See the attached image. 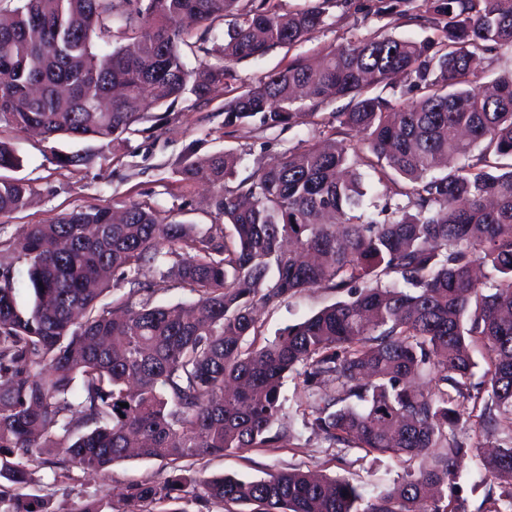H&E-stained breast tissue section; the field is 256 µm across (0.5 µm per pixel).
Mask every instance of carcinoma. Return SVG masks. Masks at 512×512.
<instances>
[{
    "mask_svg": "<svg viewBox=\"0 0 512 512\" xmlns=\"http://www.w3.org/2000/svg\"><path fill=\"white\" fill-rule=\"evenodd\" d=\"M269 2L0 0L11 15L0 26V127L120 145L147 97L205 98L236 63L311 39L333 0L288 13ZM415 2L373 0L371 10L437 37L376 31L329 48L315 69L296 57L224 103L226 127L257 115L275 127L303 122L302 95L314 107L346 98L337 128L360 136L358 147L290 149L247 187L218 192L231 235L166 222L134 201L119 224L107 208L79 207L27 226L17 256L26 279L0 264V512H50L47 499L19 492L40 468L104 471L133 454L173 472L135 487L119 509L92 499L81 512H186L178 503L196 486L250 512H467L456 475L468 454L483 474L481 512H512V72L473 85L512 48V0ZM227 17L212 63L211 24ZM190 23L204 26L194 41ZM393 75L406 80L400 95L371 92ZM51 156L61 168L85 160L78 150ZM238 162L219 152L180 174L222 185ZM19 166L0 142V169ZM363 166L380 183L409 182L381 220L361 214ZM32 193L24 179L0 177V216L25 209ZM150 267L159 278L146 281ZM171 279L192 299L134 301ZM359 283L273 340L246 342L258 336L254 301ZM121 285L126 294L98 306ZM468 340L486 350V399L469 389ZM292 372L324 439L394 459L402 473L392 484L366 499L346 478L300 469L201 477L207 456L291 436L281 387ZM462 421L473 435L448 437ZM495 435L497 452L480 455Z\"/></svg>",
    "mask_w": 512,
    "mask_h": 512,
    "instance_id": "1",
    "label": "carcinoma"
}]
</instances>
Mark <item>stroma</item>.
<instances>
[{
    "label": "stroma",
    "instance_id": "stroma-1",
    "mask_svg": "<svg viewBox=\"0 0 512 512\" xmlns=\"http://www.w3.org/2000/svg\"><path fill=\"white\" fill-rule=\"evenodd\" d=\"M371 0H335L328 9L325 26L295 51L277 47L257 60L236 64L235 79L217 85L204 99L192 94L172 107L162 105L147 110L137 132L128 142L105 150L95 141L83 144L89 161L78 167L61 168L51 161L49 145L24 131L0 128V141L14 146L21 160L14 175L26 179L34 189L31 203L20 212L5 217L0 228V263H12L17 278L26 269L12 259L27 225L48 224L60 214L78 206L121 208L135 201L160 210L163 218L208 228L217 223L213 207L216 187L183 181L180 167L217 152L240 156L234 179L223 188L237 190L241 180L260 167L277 160L303 141L320 142L333 138L334 114L345 100L319 106L306 122L288 126H264L254 117L234 127L224 125V103L242 87L258 83L266 75L287 67L293 55L319 58L324 49L382 29L398 37L417 41L431 37V30L406 19L370 14ZM348 293L333 288H315L296 294L276 305H256L255 317L263 337L271 339L287 326L303 321L324 307L347 299ZM285 407L295 418L290 439L278 444L252 448L203 461L205 475H232L243 479L262 478L293 469L312 470L330 478H347L364 496L392 483L399 472L389 457L374 458L358 448H333L322 435L306 424L299 401L304 398L302 376L291 373L281 388ZM170 465L158 459L128 458L114 463L103 473L72 468L65 477L49 468L40 469L26 488L27 494L47 498L51 512H81L87 500L103 498L120 504L123 495L139 484L169 475Z\"/></svg>",
    "mask_w": 512,
    "mask_h": 512
}]
</instances>
